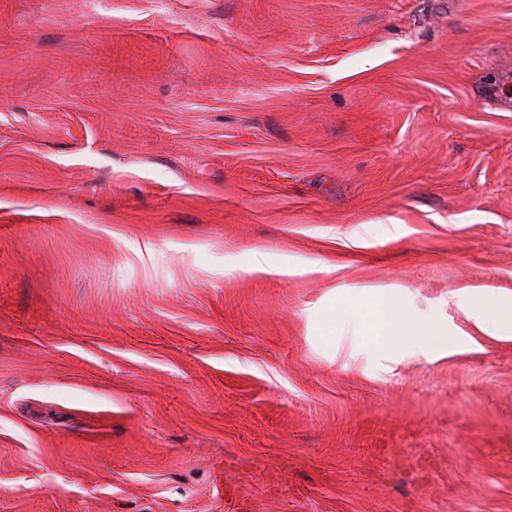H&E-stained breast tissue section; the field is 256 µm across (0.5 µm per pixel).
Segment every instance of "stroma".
Returning a JSON list of instances; mask_svg holds the SVG:
<instances>
[{
    "instance_id": "35a3bbf8",
    "label": "stroma",
    "mask_w": 512,
    "mask_h": 512,
    "mask_svg": "<svg viewBox=\"0 0 512 512\" xmlns=\"http://www.w3.org/2000/svg\"><path fill=\"white\" fill-rule=\"evenodd\" d=\"M378 286L465 345L314 333ZM462 288L512 298V0H0V512H512ZM224 270L231 273L235 271H244L249 273L259 272L266 274H298L302 272V268L296 265H277L271 263L266 255L260 251H254L245 264L236 257H224Z\"/></svg>"
}]
</instances>
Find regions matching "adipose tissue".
<instances>
[{
  "label": "adipose tissue",
  "instance_id": "adipose-tissue-1",
  "mask_svg": "<svg viewBox=\"0 0 512 512\" xmlns=\"http://www.w3.org/2000/svg\"><path fill=\"white\" fill-rule=\"evenodd\" d=\"M385 295V300L375 301L368 290H353L342 310L315 308L313 317L319 335L326 339L346 333L367 336L378 355L387 356L398 349L426 359L460 343L459 332L449 329L436 315L414 314L393 290H386ZM448 301L479 331L512 337L511 299H502L483 288H463L452 293Z\"/></svg>",
  "mask_w": 512,
  "mask_h": 512
}]
</instances>
